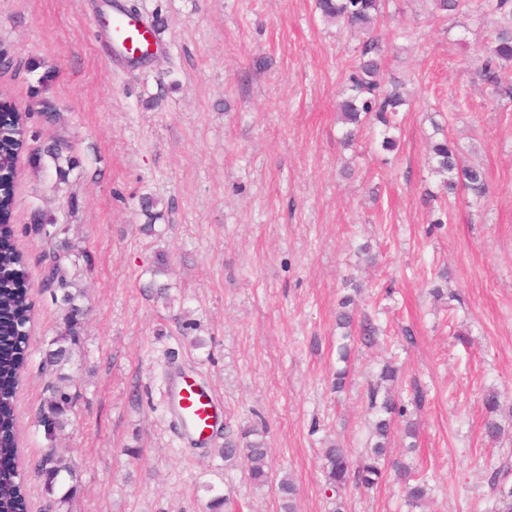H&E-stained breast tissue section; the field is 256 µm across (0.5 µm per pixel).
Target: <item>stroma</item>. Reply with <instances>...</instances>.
<instances>
[{
	"instance_id": "stroma-1",
	"label": "stroma",
	"mask_w": 512,
	"mask_h": 512,
	"mask_svg": "<svg viewBox=\"0 0 512 512\" xmlns=\"http://www.w3.org/2000/svg\"><path fill=\"white\" fill-rule=\"evenodd\" d=\"M132 4L165 21L137 66L110 52L100 22ZM496 24L388 0L385 78L412 93L388 153L367 128L341 142L339 90L363 38L323 21L313 0H0V41L13 51L0 85L40 133L25 151L61 140L80 161L64 183L48 158L16 176L11 222L34 301L14 398L28 512H208L217 495L231 512H281L274 489L253 488L218 454L223 433L209 448L180 439L163 403L173 367L214 389L230 430L263 431L273 477L297 486L296 512H332L322 450L367 448L366 387L386 364L427 393L397 419L391 451L425 474L428 495L405 506L389 473L348 490L345 512H491L490 472L512 465V104L478 70ZM38 87L53 120L34 111ZM439 127L486 170L485 200L445 193L432 173ZM145 196L158 202L152 225ZM37 211L67 225L60 242L26 234ZM51 249L85 315L65 367L75 402L49 435L36 414L56 377L42 361L65 327L41 288ZM346 295L379 333L355 338L343 363ZM491 390L503 402L496 444L484 437ZM53 447L76 471L50 495L34 467Z\"/></svg>"
}]
</instances>
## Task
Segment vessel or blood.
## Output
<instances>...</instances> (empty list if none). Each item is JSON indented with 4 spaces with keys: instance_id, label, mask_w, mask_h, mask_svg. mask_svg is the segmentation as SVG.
Returning a JSON list of instances; mask_svg holds the SVG:
<instances>
[{
    "instance_id": "b4317fda",
    "label": "vessel or blood",
    "mask_w": 512,
    "mask_h": 512,
    "mask_svg": "<svg viewBox=\"0 0 512 512\" xmlns=\"http://www.w3.org/2000/svg\"><path fill=\"white\" fill-rule=\"evenodd\" d=\"M107 32L121 46L125 58L147 53L151 45L149 24L141 17L113 13ZM166 411L180 437L195 448L209 447L224 420V406L202 376L175 368L167 377Z\"/></svg>"
}]
</instances>
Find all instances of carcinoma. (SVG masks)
<instances>
[{"mask_svg": "<svg viewBox=\"0 0 512 512\" xmlns=\"http://www.w3.org/2000/svg\"><path fill=\"white\" fill-rule=\"evenodd\" d=\"M488 11L499 16L494 35L484 46L480 75L492 97L512 103V0H487ZM386 0H315L316 10L327 22L350 32L368 35L359 48L358 58L344 74L339 103L342 124L341 142H354L360 131L368 126L381 136V148L391 152L397 149V140L390 135L396 128V116L408 105L409 94L401 85L384 80L379 39L374 37L375 25L382 16ZM30 113L15 109L11 93L0 89V512H26L27 498L18 469V428L14 396L22 381L26 366V350L30 331L29 312L32 309L31 287L26 260L15 244V230L10 223L14 204V179L22 150L28 138L39 136L30 130ZM48 156L55 163L65 160L67 167L57 168L60 181L66 182L69 171L76 167L75 160L63 156V147L54 142L35 153V162ZM432 172L440 177L448 193L462 188L475 199L481 200L488 192L487 174L477 165L464 160L457 143L445 136L430 145ZM57 279L63 284V294L54 297L65 310L67 334L53 341L55 348L46 352L43 368L56 374L58 383L51 386L50 396L44 400L39 415L49 416L44 426L48 435L65 427L71 411L73 397L68 391L69 376L62 374L70 363L79 338L77 325L78 294L68 290L70 283L59 257L53 258L50 271L44 272L42 284ZM354 299L345 296L340 301L336 325L342 330V339L352 338L356 330L373 335L370 323L355 328V316L350 306ZM397 369L386 364L376 380L367 389L368 409L375 414L370 446L357 458L348 449L333 443L324 449L322 472L326 490L334 496V512H343V493L351 486L371 489L393 469L403 479L405 503L417 506L427 495V484L411 472V468L388 453L394 430V415L406 414V404L422 406L424 392L414 384L409 391L408 403L395 395ZM249 430L238 436L224 431V460L241 461L249 481L257 488L275 487L283 512H294L297 488L288 475L273 480L267 456L268 448L261 439L252 438ZM75 461L60 454L57 449L46 450L37 464L36 473L43 479L48 494H53L62 475L73 476Z\"/></svg>", "mask_w": 512, "mask_h": 512, "instance_id": "cac0c4a2", "label": "carcinoma"}]
</instances>
